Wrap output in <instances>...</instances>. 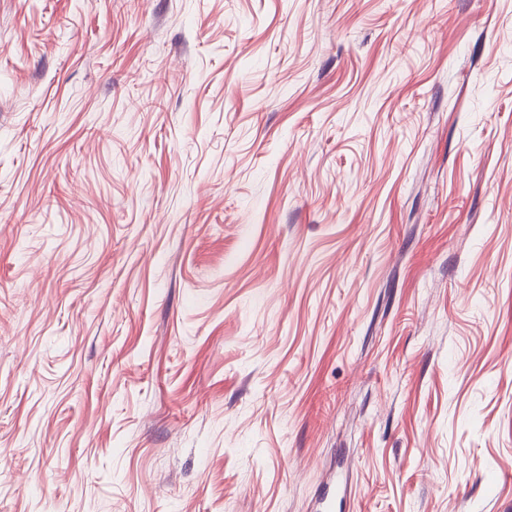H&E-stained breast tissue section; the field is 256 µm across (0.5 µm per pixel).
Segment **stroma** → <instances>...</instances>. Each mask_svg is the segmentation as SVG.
<instances>
[{
  "mask_svg": "<svg viewBox=\"0 0 512 512\" xmlns=\"http://www.w3.org/2000/svg\"><path fill=\"white\" fill-rule=\"evenodd\" d=\"M512 512V0H0V512Z\"/></svg>",
  "mask_w": 512,
  "mask_h": 512,
  "instance_id": "stroma-1",
  "label": "stroma"
}]
</instances>
